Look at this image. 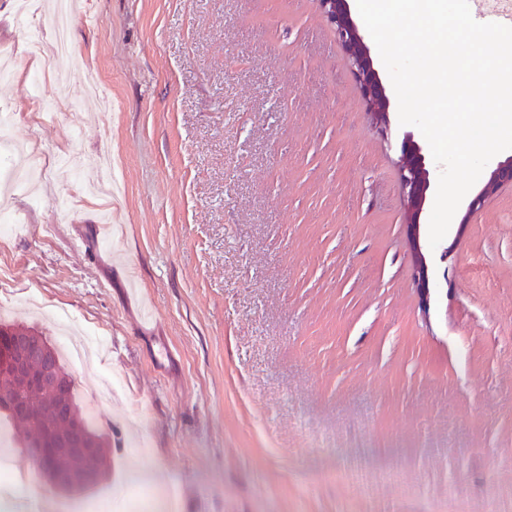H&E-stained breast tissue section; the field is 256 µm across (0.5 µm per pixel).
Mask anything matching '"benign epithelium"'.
Here are the masks:
<instances>
[{
	"instance_id": "7a95c632",
	"label": "benign epithelium",
	"mask_w": 512,
	"mask_h": 512,
	"mask_svg": "<svg viewBox=\"0 0 512 512\" xmlns=\"http://www.w3.org/2000/svg\"><path fill=\"white\" fill-rule=\"evenodd\" d=\"M326 22L348 54L355 82L366 105L367 114L376 123L387 126L389 101L386 86L375 68L366 42V34L354 21L349 0H318ZM433 172L427 152L411 132L400 144L399 178L405 201V235L412 256V278L418 289L420 307L426 311L431 301V270L428 249L421 235V215L431 186ZM512 188V156L497 162L487 182L470 200L467 212L483 208L495 192ZM48 350L31 349L30 336L23 331L0 329V375L8 377L14 393L6 404L20 417L31 416L30 397L45 398L54 413L58 430L44 435L34 446L41 476L58 491L78 492L100 482L105 474L102 444L85 433L71 407L69 398L59 392Z\"/></svg>"
}]
</instances>
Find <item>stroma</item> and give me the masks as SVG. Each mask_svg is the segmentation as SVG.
<instances>
[{
    "label": "stroma",
    "instance_id": "obj_1",
    "mask_svg": "<svg viewBox=\"0 0 512 512\" xmlns=\"http://www.w3.org/2000/svg\"><path fill=\"white\" fill-rule=\"evenodd\" d=\"M49 5L23 30L0 0V108L114 194L64 213L32 201L54 169L0 181V323L105 336L121 391L70 371L108 456L84 503L126 512L146 471L176 512H512V190L450 225L422 311L398 102L382 138L318 0H80L63 88Z\"/></svg>",
    "mask_w": 512,
    "mask_h": 512
}]
</instances>
